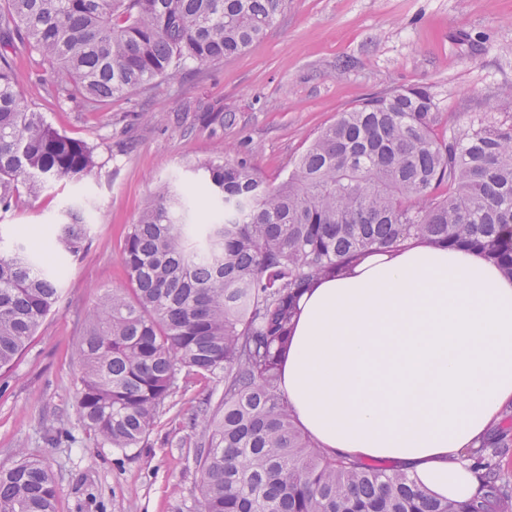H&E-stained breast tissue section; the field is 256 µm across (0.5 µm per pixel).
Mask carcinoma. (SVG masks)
<instances>
[{"mask_svg":"<svg viewBox=\"0 0 512 512\" xmlns=\"http://www.w3.org/2000/svg\"><path fill=\"white\" fill-rule=\"evenodd\" d=\"M0 5V207L97 167L94 147L29 108L8 51L21 43L54 68L58 98L96 109L190 65L261 39L286 0H3ZM422 85L377 93L337 113L294 169L268 186L244 161L203 169L213 222H184L190 190L160 185L121 249L128 287L106 288L77 347L83 424L123 454L142 447L181 372L224 382L191 424L202 512H512L496 457L512 424L471 452L466 501L430 496L406 473L334 458L295 424L281 389L298 301L325 277L410 238L479 250L512 277V113L439 131ZM58 250L87 246L80 206L66 208ZM59 299L58 272L22 244L0 251V369ZM41 459L0 469V512H57Z\"/></svg>","mask_w":512,"mask_h":512,"instance_id":"cac0c4a2","label":"carcinoma"}]
</instances>
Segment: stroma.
I'll return each mask as SVG.
<instances>
[{
	"instance_id": "1",
	"label": "stroma",
	"mask_w": 512,
	"mask_h": 512,
	"mask_svg": "<svg viewBox=\"0 0 512 512\" xmlns=\"http://www.w3.org/2000/svg\"><path fill=\"white\" fill-rule=\"evenodd\" d=\"M29 107L94 146L97 167L0 211V239L29 240L59 270L61 295L8 371L0 374V468L20 453L44 459L59 486L58 512H197L190 418L218 405L224 385L181 376L144 447L120 453L85 429L75 354L100 289L126 284L124 238L163 183L202 187L201 163L219 146L271 184L291 170L337 112L372 94L424 85L442 126L512 113V0H287L267 36L241 55L184 68L97 112L58 100L51 69L18 51ZM232 112L233 125L216 122ZM90 208L87 247L62 258L53 243L65 205Z\"/></svg>"
}]
</instances>
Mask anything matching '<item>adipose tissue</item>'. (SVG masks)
Returning <instances> with one entry per match:
<instances>
[{
	"instance_id": "ef3b65f1",
	"label": "adipose tissue",
	"mask_w": 512,
	"mask_h": 512,
	"mask_svg": "<svg viewBox=\"0 0 512 512\" xmlns=\"http://www.w3.org/2000/svg\"><path fill=\"white\" fill-rule=\"evenodd\" d=\"M299 308L281 381L297 426L330 454L470 498L467 455L512 406V278L412 239L321 280Z\"/></svg>"
}]
</instances>
